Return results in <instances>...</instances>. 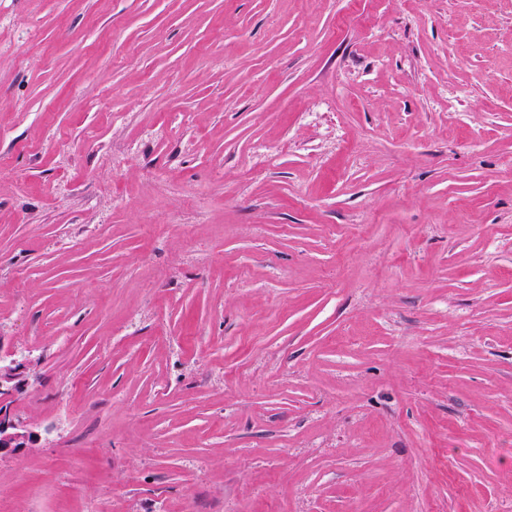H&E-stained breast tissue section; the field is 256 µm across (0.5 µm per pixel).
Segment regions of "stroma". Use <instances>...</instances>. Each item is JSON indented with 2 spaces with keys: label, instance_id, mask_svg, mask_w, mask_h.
Here are the masks:
<instances>
[{
  "label": "stroma",
  "instance_id": "obj_1",
  "mask_svg": "<svg viewBox=\"0 0 512 512\" xmlns=\"http://www.w3.org/2000/svg\"><path fill=\"white\" fill-rule=\"evenodd\" d=\"M0 512H512V0H0ZM28 364L2 354L0 346V456L26 448L39 438L30 424L12 409L10 399L23 391Z\"/></svg>",
  "mask_w": 512,
  "mask_h": 512
}]
</instances>
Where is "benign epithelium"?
<instances>
[{
    "instance_id": "benign-epithelium-1",
    "label": "benign epithelium",
    "mask_w": 512,
    "mask_h": 512,
    "mask_svg": "<svg viewBox=\"0 0 512 512\" xmlns=\"http://www.w3.org/2000/svg\"><path fill=\"white\" fill-rule=\"evenodd\" d=\"M27 371L26 362L0 353V456L15 453L39 438L11 407V398L25 387Z\"/></svg>"
}]
</instances>
